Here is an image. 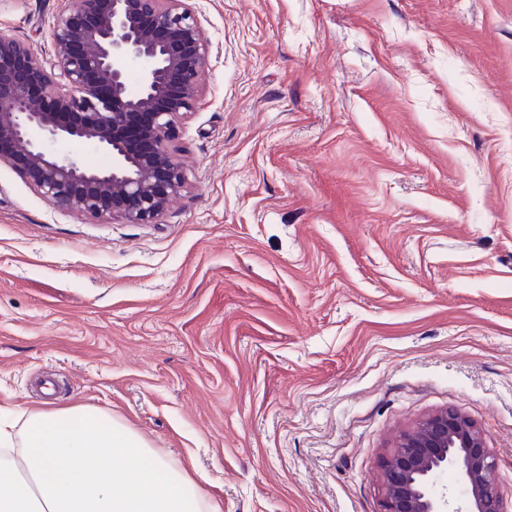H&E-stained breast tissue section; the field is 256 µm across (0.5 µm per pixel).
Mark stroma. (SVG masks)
<instances>
[{
    "label": "stroma",
    "mask_w": 512,
    "mask_h": 512,
    "mask_svg": "<svg viewBox=\"0 0 512 512\" xmlns=\"http://www.w3.org/2000/svg\"><path fill=\"white\" fill-rule=\"evenodd\" d=\"M73 0H0L53 56ZM209 43L154 224L0 164V415L87 405L220 512H380L455 408L512 512V0H184Z\"/></svg>",
    "instance_id": "35a3bbf8"
}]
</instances>
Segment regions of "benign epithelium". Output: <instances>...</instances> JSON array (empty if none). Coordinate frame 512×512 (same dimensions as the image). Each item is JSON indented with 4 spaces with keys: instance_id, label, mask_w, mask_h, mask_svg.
<instances>
[{
    "instance_id": "7a95c632",
    "label": "benign epithelium",
    "mask_w": 512,
    "mask_h": 512,
    "mask_svg": "<svg viewBox=\"0 0 512 512\" xmlns=\"http://www.w3.org/2000/svg\"><path fill=\"white\" fill-rule=\"evenodd\" d=\"M182 2L75 0L49 27V66L24 41L0 33V164L62 210L156 223L186 187L172 142L195 110L209 54ZM87 140L110 155L109 166L89 167L49 148ZM448 469L458 472L469 504L454 512H505L485 436L455 409L424 419L388 450L382 512H447V494H436L432 481Z\"/></svg>"
}]
</instances>
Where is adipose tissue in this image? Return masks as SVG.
Returning a JSON list of instances; mask_svg holds the SVG:
<instances>
[{"label": "adipose tissue", "instance_id": "obj_1", "mask_svg": "<svg viewBox=\"0 0 512 512\" xmlns=\"http://www.w3.org/2000/svg\"><path fill=\"white\" fill-rule=\"evenodd\" d=\"M200 486L134 430L91 407L0 426V512H210Z\"/></svg>", "mask_w": 512, "mask_h": 512}]
</instances>
